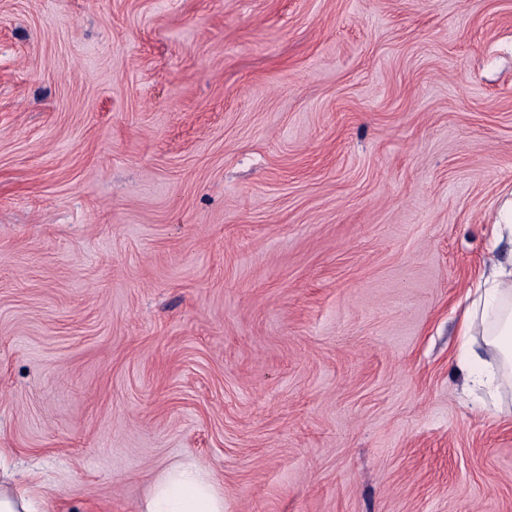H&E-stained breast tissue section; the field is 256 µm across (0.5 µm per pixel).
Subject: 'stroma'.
Wrapping results in <instances>:
<instances>
[{"label":"stroma","mask_w":512,"mask_h":512,"mask_svg":"<svg viewBox=\"0 0 512 512\" xmlns=\"http://www.w3.org/2000/svg\"><path fill=\"white\" fill-rule=\"evenodd\" d=\"M512 198V0H0V448L55 512H512L459 319ZM144 512H224V494L202 463L188 460L165 474Z\"/></svg>","instance_id":"35a3bbf8"}]
</instances>
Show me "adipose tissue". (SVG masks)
Returning <instances> with one entry per match:
<instances>
[{
    "label": "adipose tissue",
    "mask_w": 512,
    "mask_h": 512,
    "mask_svg": "<svg viewBox=\"0 0 512 512\" xmlns=\"http://www.w3.org/2000/svg\"><path fill=\"white\" fill-rule=\"evenodd\" d=\"M465 340L480 336L481 351L465 364L468 387L499 400L512 391V260L492 261L461 323ZM47 486L31 475L0 474V512H50ZM145 512H224V496L205 466L188 460L172 467L157 484Z\"/></svg>",
    "instance_id": "obj_1"
}]
</instances>
